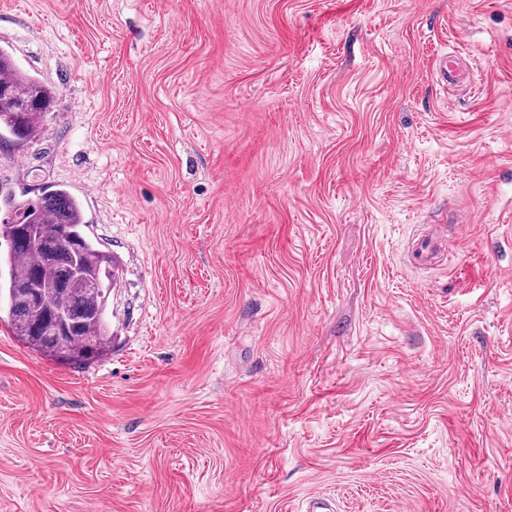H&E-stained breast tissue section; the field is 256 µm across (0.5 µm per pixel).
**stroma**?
Wrapping results in <instances>:
<instances>
[{"label":"stroma","mask_w":512,"mask_h":512,"mask_svg":"<svg viewBox=\"0 0 512 512\" xmlns=\"http://www.w3.org/2000/svg\"><path fill=\"white\" fill-rule=\"evenodd\" d=\"M0 45L56 89L0 183L121 259L92 366L0 321V512H512V0H0Z\"/></svg>","instance_id":"stroma-1"}]
</instances>
